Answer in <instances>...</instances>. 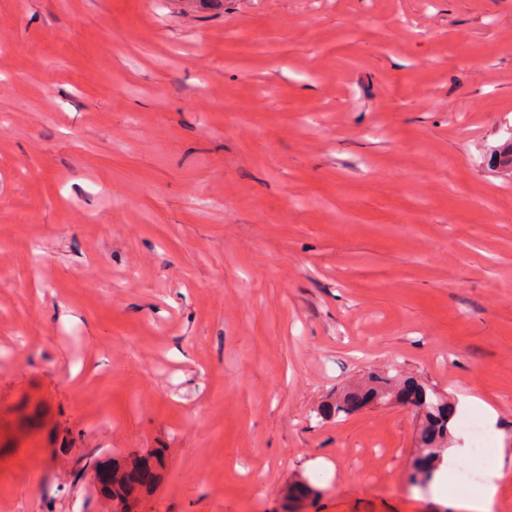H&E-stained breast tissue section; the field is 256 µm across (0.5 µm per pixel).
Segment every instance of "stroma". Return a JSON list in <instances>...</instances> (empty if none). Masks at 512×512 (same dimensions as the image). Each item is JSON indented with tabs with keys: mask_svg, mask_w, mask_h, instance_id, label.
Wrapping results in <instances>:
<instances>
[{
	"mask_svg": "<svg viewBox=\"0 0 512 512\" xmlns=\"http://www.w3.org/2000/svg\"><path fill=\"white\" fill-rule=\"evenodd\" d=\"M511 137L512 0H0V512H461L372 372L512 512ZM397 391V392H396ZM414 391L424 409L423 423L420 430V445L425 451L431 454L437 461L440 460L442 448L448 442L450 434L449 423L453 417L452 406L433 389L427 388L413 380L395 382L392 376L372 374L360 391L345 393L336 398V402L325 406L319 412L321 419L334 417L339 418L341 414L347 415L355 409V402L363 398L369 402L377 398L382 403L394 401V397L403 392ZM441 460L423 478L430 479L440 466ZM461 428L468 437L472 451V458L474 462L479 465L484 461L482 445L484 441L485 430L483 422L478 415L472 414L462 420ZM104 474L103 488L108 491L112 488V495L116 494V486L119 490L129 493L135 486L147 484L152 473L149 464L146 461L138 462L130 471L119 474L117 470L101 471Z\"/></svg>",
	"mask_w": 512,
	"mask_h": 512,
	"instance_id": "stroma-1",
	"label": "stroma"
}]
</instances>
